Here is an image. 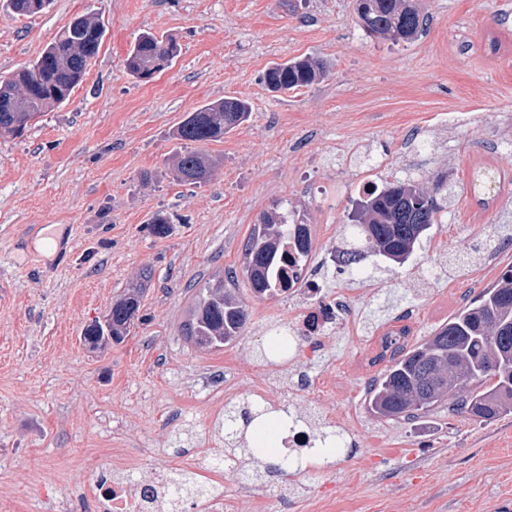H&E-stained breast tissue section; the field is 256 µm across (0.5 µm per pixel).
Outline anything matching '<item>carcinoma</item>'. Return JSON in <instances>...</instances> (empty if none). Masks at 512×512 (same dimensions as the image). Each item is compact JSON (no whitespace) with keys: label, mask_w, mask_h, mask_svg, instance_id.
<instances>
[{"label":"carcinoma","mask_w":512,"mask_h":512,"mask_svg":"<svg viewBox=\"0 0 512 512\" xmlns=\"http://www.w3.org/2000/svg\"><path fill=\"white\" fill-rule=\"evenodd\" d=\"M49 0H10L12 9L22 15L41 12ZM354 10L364 30L393 42L412 40L424 31L427 16L418 0H355ZM105 36L104 25L89 15H78L29 66L6 79H0V136L17 137L29 123L63 104L82 80L88 62L99 52ZM180 46L173 38L159 39L142 34L130 49L125 66L131 76L144 80L169 68ZM327 75L324 64L308 57L274 64L264 74L267 88L286 93L310 86ZM250 105L239 98L208 102L184 119L177 129L179 140L203 143L224 134L246 121ZM177 177L200 186L211 180L215 163L198 149L183 150L176 156ZM367 199L356 205L347 225L346 247L338 251V261L359 274L365 260L381 256L395 264L415 249L422 235L436 223L440 211L437 201L413 184L395 180L366 190ZM306 259L312 249L305 225L291 221L288 203L280 202L260 216L244 245L246 274L253 290L273 296L290 289L286 276L288 247ZM140 308V286L132 285L112 303L105 325L87 340L98 345L105 337L118 343L129 332ZM249 322L248 312L224 289V281L205 283L194 293L192 311L183 331L200 347L221 349L242 335ZM383 348L393 349L391 365L369 391L371 412L386 419H409L429 412L448 397L457 399V408L479 423L491 422L512 413V266L496 286L488 288L464 306L448 323L423 343L410 350L387 336ZM454 381L448 382V374ZM251 404L224 408V458L210 466H224L236 459L231 447L239 436L241 423L249 422ZM319 454L325 450L339 455L348 446L344 435L334 428L317 432ZM174 490L204 498L218 489L197 478L193 471L170 472Z\"/></svg>","instance_id":"obj_1"}]
</instances>
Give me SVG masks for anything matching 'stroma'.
<instances>
[{
  "mask_svg": "<svg viewBox=\"0 0 512 512\" xmlns=\"http://www.w3.org/2000/svg\"><path fill=\"white\" fill-rule=\"evenodd\" d=\"M420 2L426 30L394 43L362 29L353 0H51L34 16L0 0V77L75 16L106 29L69 100L0 137V512H96V478L174 468L216 478L228 512H512V415L368 409L384 336L414 347L512 266V0ZM145 32L181 50L141 83L125 58ZM298 57L328 76L269 92L266 69ZM225 97L248 101V120L202 144L218 161L208 184L177 180L178 125ZM392 178L435 196L436 222L406 263L372 257L351 273L333 260L348 215L366 184ZM282 200L310 228L323 297L349 294L355 322L275 361L274 321L313 299L257 297L243 247ZM230 270L248 327L198 347L182 330L191 288ZM133 283L141 306L124 342L83 344ZM260 389L347 431L355 453L311 474L266 466L248 485L234 468L213 475L204 451L224 445L220 409Z\"/></svg>",
  "mask_w": 512,
  "mask_h": 512,
  "instance_id": "stroma-1",
  "label": "stroma"
}]
</instances>
